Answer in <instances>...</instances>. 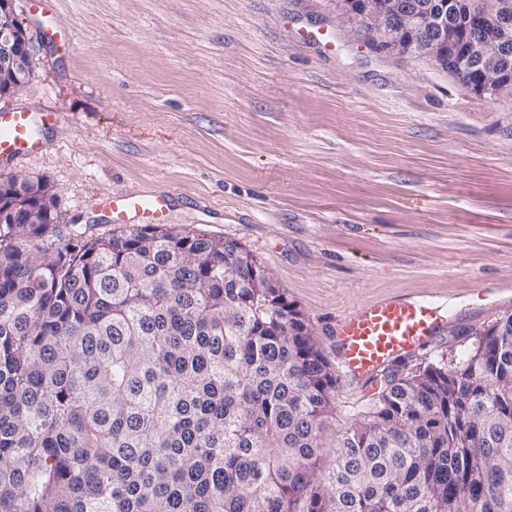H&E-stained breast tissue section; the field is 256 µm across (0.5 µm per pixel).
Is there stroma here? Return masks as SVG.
<instances>
[{"label": "stroma", "instance_id": "35a3bbf8", "mask_svg": "<svg viewBox=\"0 0 512 512\" xmlns=\"http://www.w3.org/2000/svg\"><path fill=\"white\" fill-rule=\"evenodd\" d=\"M15 9L35 48L0 111L64 122L7 172L47 181L85 237L113 232L106 196L167 193L168 223L255 256L334 369L364 302H433L417 362L512 312V96L376 49L336 0H56V42ZM373 392L339 377L333 428Z\"/></svg>", "mask_w": 512, "mask_h": 512}]
</instances>
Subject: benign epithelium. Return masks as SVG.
Returning a JSON list of instances; mask_svg holds the SVG:
<instances>
[{"instance_id": "1", "label": "benign epithelium", "mask_w": 512, "mask_h": 512, "mask_svg": "<svg viewBox=\"0 0 512 512\" xmlns=\"http://www.w3.org/2000/svg\"><path fill=\"white\" fill-rule=\"evenodd\" d=\"M349 21L366 28L380 48L405 50L442 66L453 59L475 72L465 87L477 95H512V69L503 64L512 44V17L469 15L464 29L448 17L451 0L439 7L421 0H337ZM32 44L15 15L14 0H0V96L18 93L30 74ZM495 75L490 85L482 75Z\"/></svg>"}]
</instances>
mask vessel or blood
<instances>
[{"mask_svg":"<svg viewBox=\"0 0 512 512\" xmlns=\"http://www.w3.org/2000/svg\"><path fill=\"white\" fill-rule=\"evenodd\" d=\"M58 114L24 111L0 113V167L41 150L40 129L57 124ZM164 195L122 193L112 196L115 219L126 222L140 214L165 219ZM437 329L433 303L393 297L360 305L336 325V354L345 375L363 379L381 366L427 342Z\"/></svg>","mask_w":512,"mask_h":512,"instance_id":"obj_1","label":"vessel or blood"}]
</instances>
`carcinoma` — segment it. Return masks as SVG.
Returning a JSON list of instances; mask_svg holds the SVG:
<instances>
[{
	"instance_id": "obj_1",
	"label": "carcinoma",
	"mask_w": 512,
	"mask_h": 512,
	"mask_svg": "<svg viewBox=\"0 0 512 512\" xmlns=\"http://www.w3.org/2000/svg\"><path fill=\"white\" fill-rule=\"evenodd\" d=\"M60 219L0 223V512H512V313L382 371L324 468L336 375L250 252Z\"/></svg>"
}]
</instances>
